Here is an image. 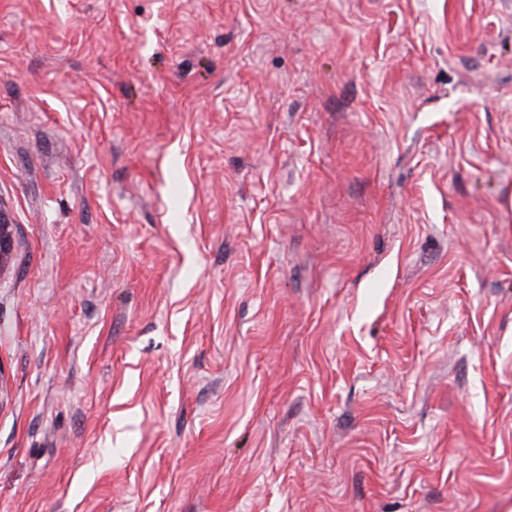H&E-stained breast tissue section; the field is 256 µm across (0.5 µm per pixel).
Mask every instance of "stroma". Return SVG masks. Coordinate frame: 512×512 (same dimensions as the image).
Listing matches in <instances>:
<instances>
[{
  "label": "stroma",
  "instance_id": "obj_1",
  "mask_svg": "<svg viewBox=\"0 0 512 512\" xmlns=\"http://www.w3.org/2000/svg\"><path fill=\"white\" fill-rule=\"evenodd\" d=\"M0 512H512V0H0Z\"/></svg>",
  "mask_w": 512,
  "mask_h": 512
}]
</instances>
